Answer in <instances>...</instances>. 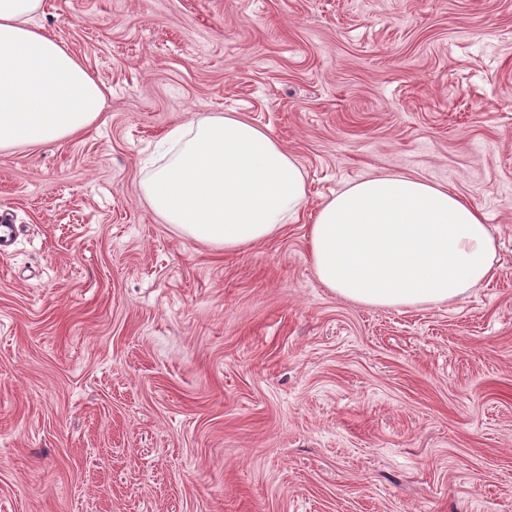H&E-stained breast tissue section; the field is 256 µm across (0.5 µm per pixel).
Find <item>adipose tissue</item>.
Segmentation results:
<instances>
[{"instance_id":"adipose-tissue-1","label":"adipose tissue","mask_w":512,"mask_h":512,"mask_svg":"<svg viewBox=\"0 0 512 512\" xmlns=\"http://www.w3.org/2000/svg\"><path fill=\"white\" fill-rule=\"evenodd\" d=\"M42 0H0V150L65 141L105 107L103 86L36 21ZM169 158L141 192L163 223L213 248L268 240L307 201L295 156L259 126L212 112L173 126ZM320 283L354 303L453 302L494 269L496 243L479 209L440 185L365 178L322 202L309 228Z\"/></svg>"}]
</instances>
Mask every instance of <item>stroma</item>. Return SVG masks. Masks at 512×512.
Segmentation results:
<instances>
[{"instance_id": "1", "label": "stroma", "mask_w": 512, "mask_h": 512, "mask_svg": "<svg viewBox=\"0 0 512 512\" xmlns=\"http://www.w3.org/2000/svg\"><path fill=\"white\" fill-rule=\"evenodd\" d=\"M104 86L83 134L0 150V512H512V0H43ZM235 112L307 175L236 251L161 223L165 132ZM477 207L492 276L370 307L308 226L366 177Z\"/></svg>"}]
</instances>
